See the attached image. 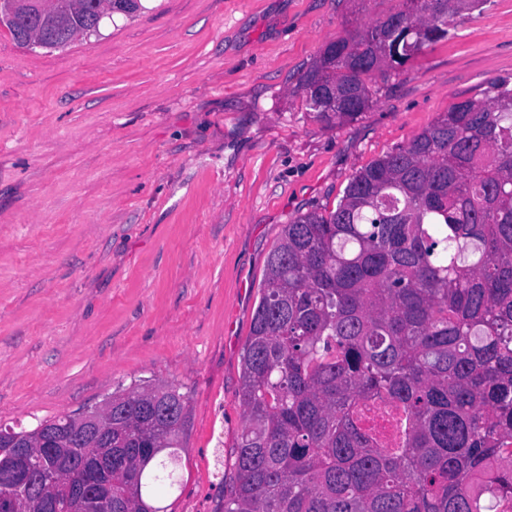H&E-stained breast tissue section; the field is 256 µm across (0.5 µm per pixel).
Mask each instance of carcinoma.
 Segmentation results:
<instances>
[{
	"label": "carcinoma",
	"instance_id": "1",
	"mask_svg": "<svg viewBox=\"0 0 512 512\" xmlns=\"http://www.w3.org/2000/svg\"><path fill=\"white\" fill-rule=\"evenodd\" d=\"M102 2L44 3L47 50L139 8L116 0L105 13ZM400 2L329 42L301 77L316 121H356L372 106V75L448 39L487 0ZM32 12V0L0 11L21 48ZM371 401L402 414L400 447L361 425ZM239 402L224 512H512V80H488L356 172L336 209L284 225L243 347ZM189 426L176 386L112 393V512H168L160 495L176 484ZM44 429L72 451L76 415L19 434ZM57 482L99 495L80 468Z\"/></svg>",
	"mask_w": 512,
	"mask_h": 512
}]
</instances>
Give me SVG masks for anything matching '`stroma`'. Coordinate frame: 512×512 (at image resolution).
Returning a JSON list of instances; mask_svg holds the SVG:
<instances>
[{"label": "stroma", "instance_id": "stroma-1", "mask_svg": "<svg viewBox=\"0 0 512 512\" xmlns=\"http://www.w3.org/2000/svg\"><path fill=\"white\" fill-rule=\"evenodd\" d=\"M399 0H144L54 52L0 27V426L139 380L191 411L172 512H224L244 426L241 352L269 252L298 213L492 78H512V0L373 76L355 122L311 119L324 45Z\"/></svg>", "mask_w": 512, "mask_h": 512}]
</instances>
